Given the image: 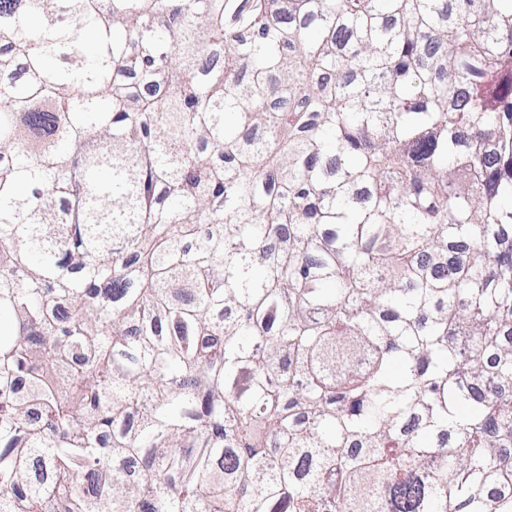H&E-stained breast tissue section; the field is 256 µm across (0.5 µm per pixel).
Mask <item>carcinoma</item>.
<instances>
[{
	"label": "carcinoma",
	"mask_w": 512,
	"mask_h": 512,
	"mask_svg": "<svg viewBox=\"0 0 512 512\" xmlns=\"http://www.w3.org/2000/svg\"><path fill=\"white\" fill-rule=\"evenodd\" d=\"M0 512H512V0H0Z\"/></svg>",
	"instance_id": "1"
}]
</instances>
